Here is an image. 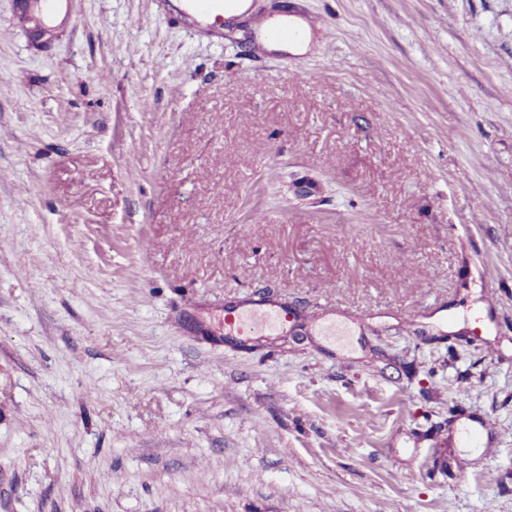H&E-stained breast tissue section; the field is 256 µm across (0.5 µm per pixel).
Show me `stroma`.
Listing matches in <instances>:
<instances>
[{
    "instance_id": "1",
    "label": "stroma",
    "mask_w": 512,
    "mask_h": 512,
    "mask_svg": "<svg viewBox=\"0 0 512 512\" xmlns=\"http://www.w3.org/2000/svg\"><path fill=\"white\" fill-rule=\"evenodd\" d=\"M13 2L0 512H512V0ZM230 2H233V0H187L191 10L209 17L215 15L216 18H219L224 13L226 18L240 17L242 19L251 13V10H249L251 8L250 0H240L239 3L231 5L228 8L229 12L225 13L224 8ZM269 28L288 29L292 28L300 33V38L288 42L284 40H270L265 33V30H260L258 34V41L261 45L269 51L290 52L292 54L304 53L311 41V29L308 22L303 18L296 15H276L268 20ZM244 305L250 307L240 309ZM285 323H288V309H280L274 303L246 302L224 307L225 334L242 341L257 333L278 329Z\"/></svg>"
}]
</instances>
